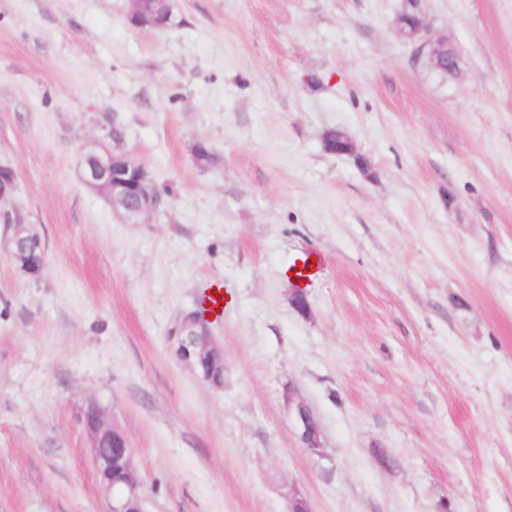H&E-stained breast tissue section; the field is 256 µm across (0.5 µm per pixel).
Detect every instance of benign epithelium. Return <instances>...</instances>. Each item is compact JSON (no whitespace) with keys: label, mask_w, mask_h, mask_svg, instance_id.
<instances>
[{"label":"benign epithelium","mask_w":512,"mask_h":512,"mask_svg":"<svg viewBox=\"0 0 512 512\" xmlns=\"http://www.w3.org/2000/svg\"><path fill=\"white\" fill-rule=\"evenodd\" d=\"M412 3L416 10L413 26L407 32L399 31V34L414 46V63L424 68L433 64L439 51L448 46V38L432 31L420 0H412ZM332 134L333 131L329 130L322 135L327 152L336 156L359 155L350 135L336 139ZM79 175L83 183L101 194L114 211L134 223L161 205L160 197L150 186L149 171L134 165L127 155L114 152L101 140L89 141L82 147ZM14 188V171L0 166V206L3 207L4 224L9 229L7 244L19 268L37 278L43 269L45 246L32 225L13 219L6 209ZM180 326L188 334L177 337L178 357L194 363L203 379L211 385L222 386L224 355L210 331L194 313L186 315ZM286 399L304 447L320 454L321 428L315 415L295 392L288 391ZM82 421L91 441L97 477L111 497L109 512H145L142 484L136 475L132 449L124 431L109 423L104 411L94 403L87 406Z\"/></svg>","instance_id":"benign-epithelium-1"}]
</instances>
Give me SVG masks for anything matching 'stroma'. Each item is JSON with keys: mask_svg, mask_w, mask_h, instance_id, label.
Listing matches in <instances>:
<instances>
[{"mask_svg": "<svg viewBox=\"0 0 512 512\" xmlns=\"http://www.w3.org/2000/svg\"><path fill=\"white\" fill-rule=\"evenodd\" d=\"M403 3L169 0L157 29L131 0H0V166L46 254L33 279L0 247V512H108L91 403L146 512H289L292 489L311 512H512V0H422L450 83L413 64ZM336 128L370 171L325 151ZM92 139L163 205L133 223L83 184ZM215 285L220 389L175 339ZM286 399L288 408L292 412V416L297 424L304 448H308L313 454L320 455V449L323 448L321 444V428L315 415L302 400L297 398L295 392L288 391Z\"/></svg>", "mask_w": 512, "mask_h": 512, "instance_id": "35a3bbf8", "label": "stroma"}]
</instances>
